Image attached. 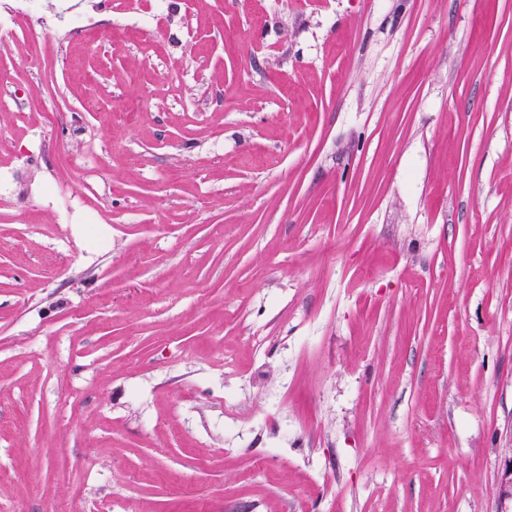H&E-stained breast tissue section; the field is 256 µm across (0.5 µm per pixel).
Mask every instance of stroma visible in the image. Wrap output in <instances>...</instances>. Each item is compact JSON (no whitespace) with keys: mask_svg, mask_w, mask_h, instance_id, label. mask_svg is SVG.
<instances>
[{"mask_svg":"<svg viewBox=\"0 0 512 512\" xmlns=\"http://www.w3.org/2000/svg\"><path fill=\"white\" fill-rule=\"evenodd\" d=\"M21 6L0 512H500L512 0Z\"/></svg>","mask_w":512,"mask_h":512,"instance_id":"1","label":"stroma"}]
</instances>
